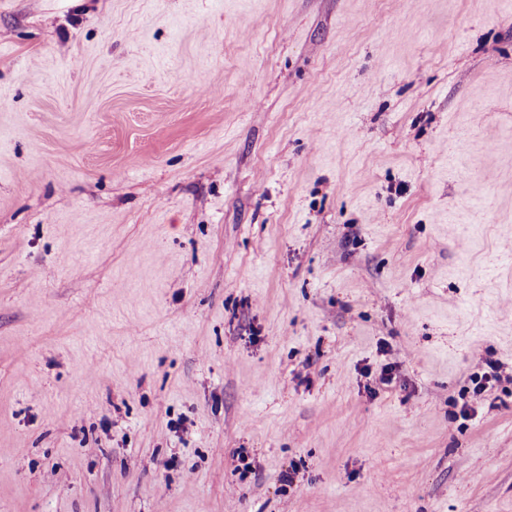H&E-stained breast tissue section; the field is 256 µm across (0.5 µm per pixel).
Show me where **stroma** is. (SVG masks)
Instances as JSON below:
<instances>
[{"label": "stroma", "mask_w": 512, "mask_h": 512, "mask_svg": "<svg viewBox=\"0 0 512 512\" xmlns=\"http://www.w3.org/2000/svg\"><path fill=\"white\" fill-rule=\"evenodd\" d=\"M0 512H512V0H0Z\"/></svg>", "instance_id": "stroma-1"}]
</instances>
